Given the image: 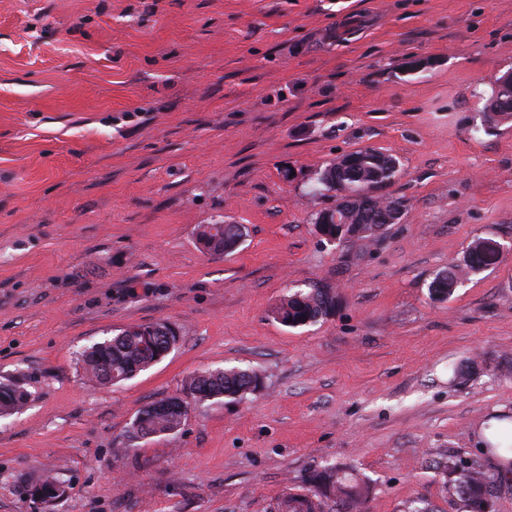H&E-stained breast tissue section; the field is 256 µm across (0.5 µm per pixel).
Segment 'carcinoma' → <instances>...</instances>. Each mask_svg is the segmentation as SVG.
I'll list each match as a JSON object with an SVG mask.
<instances>
[{"mask_svg": "<svg viewBox=\"0 0 512 512\" xmlns=\"http://www.w3.org/2000/svg\"><path fill=\"white\" fill-rule=\"evenodd\" d=\"M485 125L492 127L512 119V82L506 80L495 86L483 109ZM399 172L395 157L375 149H360L340 161L332 163L321 172L319 184L327 191L341 185L349 192L346 202L347 231L359 238H370L389 224L392 211L391 198H379L373 190L392 182ZM197 236L216 239L214 247L226 246L224 229L214 224L199 226ZM480 245L471 247L463 265L471 272L480 271L496 262L495 254L482 253ZM461 278L458 266L436 275L430 284L433 299L444 301L453 295ZM336 307V296L324 288L309 291L297 290L281 303L276 319L287 327L309 325L328 316ZM165 322L157 321L121 330L118 334L95 342L81 352V362L86 377L101 386L114 384L134 377L156 361L161 352L168 350L173 336L161 332ZM264 383L262 374L247 369H208L188 376L180 392L191 398L192 403H218L226 398L242 400L252 389ZM31 401L32 392L27 383L17 377L0 382V416L20 412ZM187 419L182 412L167 408L148 412L131 425V439L146 436L170 435L181 429ZM445 472L456 475L454 493L461 512H487L497 479L461 458L450 457L439 463ZM370 493L369 482L352 468L327 466L315 470L305 480V486L289 492L279 502L283 512H334L326 509L328 503H346L348 512H364Z\"/></svg>", "mask_w": 512, "mask_h": 512, "instance_id": "carcinoma-1", "label": "carcinoma"}]
</instances>
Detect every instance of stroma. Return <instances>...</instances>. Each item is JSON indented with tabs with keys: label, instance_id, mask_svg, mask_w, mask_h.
<instances>
[{
	"label": "stroma",
	"instance_id": "obj_1",
	"mask_svg": "<svg viewBox=\"0 0 512 512\" xmlns=\"http://www.w3.org/2000/svg\"><path fill=\"white\" fill-rule=\"evenodd\" d=\"M511 69L512 0H0V377L34 395L0 418V512H273L332 465L370 481L366 512H458L451 456L512 512L484 448L512 417V120L482 116ZM364 148L398 160L376 193L408 212L328 242L316 178ZM220 221L245 232L229 255L197 243ZM482 240L496 263L434 300ZM310 288L332 314L280 324ZM159 320L163 360L86 379L83 348ZM217 367L264 387L128 440ZM48 473L66 493L44 505L24 487ZM458 267L460 265H450L448 266V271H443L436 275L430 284L433 299L444 301L453 295L461 281ZM335 307L336 297L327 289L297 290L278 307L276 319L284 326L296 328L319 321Z\"/></svg>",
	"mask_w": 512,
	"mask_h": 512
}]
</instances>
